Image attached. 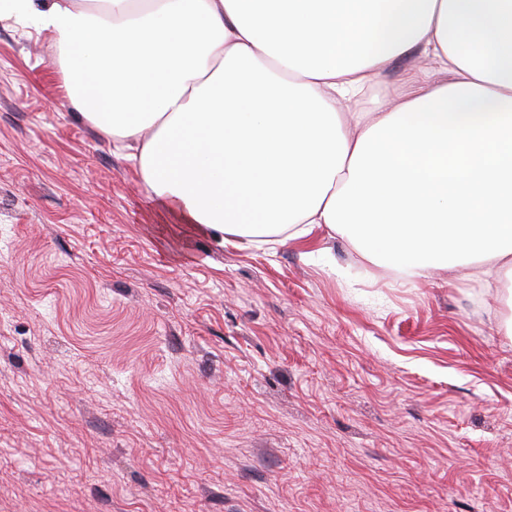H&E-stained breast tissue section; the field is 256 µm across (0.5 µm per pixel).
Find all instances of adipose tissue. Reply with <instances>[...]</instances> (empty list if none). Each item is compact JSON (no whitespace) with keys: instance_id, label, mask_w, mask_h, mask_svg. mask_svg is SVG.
I'll return each instance as SVG.
<instances>
[{"instance_id":"ef3b65f1","label":"adipose tissue","mask_w":512,"mask_h":512,"mask_svg":"<svg viewBox=\"0 0 512 512\" xmlns=\"http://www.w3.org/2000/svg\"><path fill=\"white\" fill-rule=\"evenodd\" d=\"M0 0L175 223L340 237L409 281L492 277L512 337V0ZM416 72L356 104L398 57Z\"/></svg>"}]
</instances>
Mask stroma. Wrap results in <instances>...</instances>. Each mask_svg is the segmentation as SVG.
<instances>
[{
    "instance_id": "35a3bbf8",
    "label": "stroma",
    "mask_w": 512,
    "mask_h": 512,
    "mask_svg": "<svg viewBox=\"0 0 512 512\" xmlns=\"http://www.w3.org/2000/svg\"><path fill=\"white\" fill-rule=\"evenodd\" d=\"M0 22V512H512V339L465 271L147 198Z\"/></svg>"
}]
</instances>
